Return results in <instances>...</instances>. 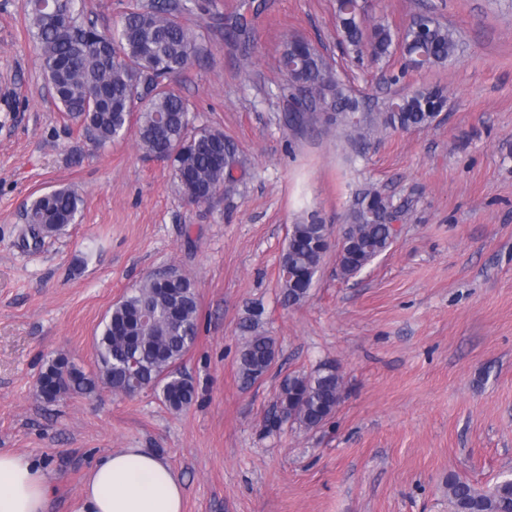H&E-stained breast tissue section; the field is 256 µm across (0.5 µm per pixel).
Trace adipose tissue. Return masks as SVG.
Returning <instances> with one entry per match:
<instances>
[{
    "mask_svg": "<svg viewBox=\"0 0 512 512\" xmlns=\"http://www.w3.org/2000/svg\"><path fill=\"white\" fill-rule=\"evenodd\" d=\"M53 486L36 461L0 452V512H47ZM78 512H183V487L170 463L142 448L95 461Z\"/></svg>",
    "mask_w": 512,
    "mask_h": 512,
    "instance_id": "1",
    "label": "adipose tissue"
}]
</instances>
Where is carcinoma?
I'll return each instance as SVG.
<instances>
[{"label": "carcinoma", "instance_id": "1", "mask_svg": "<svg viewBox=\"0 0 512 512\" xmlns=\"http://www.w3.org/2000/svg\"><path fill=\"white\" fill-rule=\"evenodd\" d=\"M195 0H150L129 5L119 22L100 31L84 17V0H52L42 10L26 3L28 28L40 50L43 66L60 111L81 123L86 138L103 148L134 130L146 154L167 152L179 189L190 185L211 200L219 191L235 189V149L224 132L194 125L185 99L172 83L199 52L203 34L188 27L184 15ZM336 18L344 40L367 45L371 56L390 53L393 33L377 24L365 33L357 0H337ZM229 36L248 38L250 22L236 13L226 26ZM413 68L442 64L459 49L456 31L429 12L417 16L404 36ZM278 67L286 82L278 97L286 105L285 123L294 132L321 124L335 126L345 137L366 142L379 130H408L433 125L446 97L439 88L417 90L393 102L384 112H366L325 56L307 39L290 35L282 43ZM80 195L56 188L30 199L26 221L34 237L53 236L76 222ZM404 215L373 185L355 191L345 216L352 248L338 258L340 275L360 273L393 243V222ZM329 248L328 228L315 219L293 224L282 262L294 276L281 283L283 301L306 300ZM198 297L195 283L176 269L151 275L112 306L96 341L97 373L52 360L40 375V397L58 401L69 394H91L100 387L133 396L159 391L171 410L190 406L195 386L181 371L197 338ZM278 354L275 340L256 333L246 339L238 357V373L246 384L258 381ZM342 378L336 367L284 380L277 407L284 418L306 430L322 426L336 411ZM451 512H512V478L484 491L455 476L448 477Z\"/></svg>", "mask_w": 512, "mask_h": 512}]
</instances>
